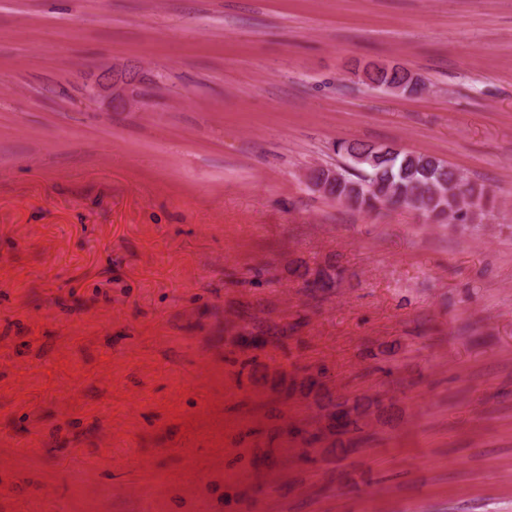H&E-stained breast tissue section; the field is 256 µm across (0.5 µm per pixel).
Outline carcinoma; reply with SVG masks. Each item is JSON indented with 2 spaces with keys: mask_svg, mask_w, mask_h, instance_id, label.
<instances>
[{
  "mask_svg": "<svg viewBox=\"0 0 512 512\" xmlns=\"http://www.w3.org/2000/svg\"><path fill=\"white\" fill-rule=\"evenodd\" d=\"M365 75L369 81L379 86L404 83L411 93L422 89L419 82L410 78L409 71L399 65L388 68L384 65L369 64L365 68ZM343 152L366 158L364 163L357 164L346 172L347 181L359 185V191L354 194L340 191V194L347 197L349 205L366 211L374 210L376 202L382 197H396L407 204L423 194L428 182L442 176L443 162L430 155L406 153L389 146L375 147L347 141L338 144L336 153ZM464 196L468 197L481 212H488L494 208V197L484 187L475 183L466 182ZM292 274L301 280L302 288L312 297L338 287L343 279V270L331 261L313 268L301 264L292 271ZM239 339L242 346L247 349H259L267 345L280 348L288 336L285 335V331L273 328L265 320L251 315L244 320ZM323 376L325 370L321 368L315 375L305 371L293 385L309 393H315L320 397V401L325 403L329 409V423L324 430L335 438L336 451L344 455L366 439L360 421L370 415L378 420L382 419L388 413L390 405L382 398L368 395H341L335 398L328 392H322L323 383L320 378Z\"/></svg>",
  "mask_w": 512,
  "mask_h": 512,
  "instance_id": "1",
  "label": "carcinoma"
}]
</instances>
